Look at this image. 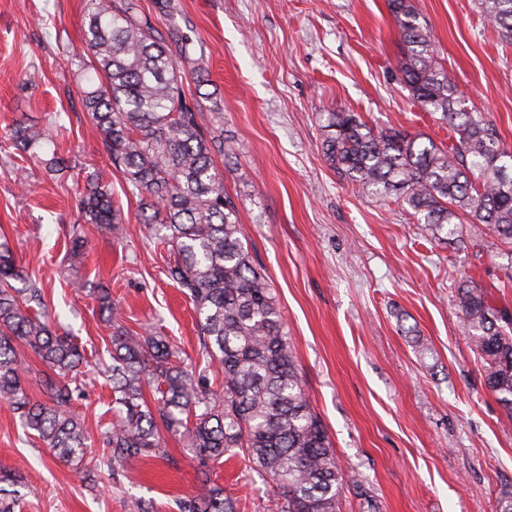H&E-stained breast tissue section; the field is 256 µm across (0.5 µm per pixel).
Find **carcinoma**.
<instances>
[{"label": "carcinoma", "mask_w": 512, "mask_h": 512, "mask_svg": "<svg viewBox=\"0 0 512 512\" xmlns=\"http://www.w3.org/2000/svg\"><path fill=\"white\" fill-rule=\"evenodd\" d=\"M474 2L512 43V0ZM388 6L406 46L401 81L424 111L448 125L454 141L439 146L418 133L375 129L356 112H331L323 126L326 161L367 197L397 192L436 239L475 220L512 241V151L482 113L464 106L409 0ZM84 45L83 54L71 57L88 75L84 111L110 164L144 201V223L170 247L167 277L192 301L202 336L199 361L183 367L164 337L118 324L110 289L98 290L100 313L113 325L107 372L119 414L103 431L102 463L115 474L130 460L163 457V434L170 433L204 462L241 458L275 487L277 512H339L345 489L358 480L341 470L311 406L274 289L252 258L238 207L224 188L214 159L224 154V134L202 121L201 71H185L202 43L179 28L159 30L136 0H87ZM191 78L196 93L185 90ZM43 141L34 126L14 130L20 151ZM80 206L87 223L118 233L121 210L100 177L88 180ZM457 295L467 336L485 362L486 385L512 414V315L467 280ZM83 363L78 345L53 329L43 289L24 278L0 244V401L43 447L88 472L98 464L86 460L88 438L72 411ZM211 374L223 376L224 396L211 391ZM33 381L45 399L29 395ZM20 484L0 470V512H21ZM179 512L235 508L213 485L204 497L181 501Z\"/></svg>", "instance_id": "obj_1"}]
</instances>
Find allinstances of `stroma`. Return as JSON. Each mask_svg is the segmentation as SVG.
<instances>
[{"label":"stroma","instance_id":"1","mask_svg":"<svg viewBox=\"0 0 512 512\" xmlns=\"http://www.w3.org/2000/svg\"><path fill=\"white\" fill-rule=\"evenodd\" d=\"M86 0H0V242L45 291L53 326L73 336L92 367L74 409L89 443L114 419L105 376L110 322L93 291L108 286L132 332L165 337L196 360L197 317L165 275L166 245L141 220V203L111 168L81 100L86 82L71 66L83 49ZM442 66L468 106L494 123L512 149V45L486 24L474 0H410ZM160 30L191 29L205 52L208 125L230 150L217 158L239 207L251 254L270 280L312 407L345 473L340 512H497L512 489V418L484 381L456 288L472 280L512 310V243L463 224L462 244L428 239L394 199L360 195L321 148L328 113H359L373 127L419 133L441 144L448 127L401 84L405 46L388 0H173L160 12L140 0ZM18 125L45 130L37 156L15 150ZM71 162L63 176L44 161ZM25 167L27 185L15 179ZM100 171L122 211L119 235L85 223L78 200ZM81 225L84 255L71 257ZM81 279L85 291L70 283ZM168 458L134 460L118 475L85 476L26 437L0 402V469L17 471L29 493L23 512H128L131 499L179 512L181 499L224 489L236 512H274L271 486L237 458L199 462L166 436Z\"/></svg>","mask_w":512,"mask_h":512}]
</instances>
